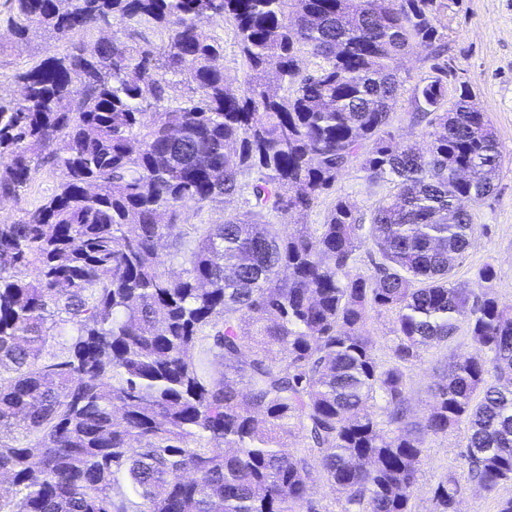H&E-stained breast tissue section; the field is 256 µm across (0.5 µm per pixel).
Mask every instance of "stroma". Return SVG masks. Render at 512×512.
I'll return each mask as SVG.
<instances>
[{
	"label": "stroma",
	"instance_id": "stroma-1",
	"mask_svg": "<svg viewBox=\"0 0 512 512\" xmlns=\"http://www.w3.org/2000/svg\"><path fill=\"white\" fill-rule=\"evenodd\" d=\"M439 19V31L447 47L448 90L460 83L471 86L475 101L488 113L502 145L501 172L495 189L472 210L477 233L471 248L458 260L453 279L457 285L477 290L476 273L485 264L497 271L494 292L503 304H512V0H445ZM6 0H0V43L6 50L0 54V97L11 98L18 89L15 75L39 63L46 53H65L64 45L48 43L43 31H30L26 39L14 37L8 25ZM213 35L224 44V55L218 61L224 78L231 87H238L246 70L231 23L216 20L210 23ZM404 87L392 112L390 131L397 141L428 151L430 138L423 127L412 122V95L416 84L428 82L434 72L423 50L416 49L397 63ZM59 180L51 167H42L34 176L21 202L0 200V220L19 219L20 211L39 203L50 194ZM386 184L367 181L358 166L339 174L333 188L323 195L303 218L304 224L323 223L334 200L345 198L370 212L387 193ZM245 197L216 199L202 206L188 205L171 231L172 237L191 240L193 225L218 224L225 215L246 210ZM473 351L466 329H459L451 342L427 349L418 361L407 364L409 420L421 422L433 403L432 387L443 375L449 360H459ZM422 475L413 492V512H434L433 489L442 480L459 482L464 491L456 503L457 512H497L499 499L512 496V483L490 493L474 479L464 455L467 435L454 431L444 436L424 438Z\"/></svg>",
	"mask_w": 512,
	"mask_h": 512
}]
</instances>
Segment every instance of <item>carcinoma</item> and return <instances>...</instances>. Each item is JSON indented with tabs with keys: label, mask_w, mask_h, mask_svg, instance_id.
<instances>
[{
	"label": "carcinoma",
	"mask_w": 512,
	"mask_h": 512,
	"mask_svg": "<svg viewBox=\"0 0 512 512\" xmlns=\"http://www.w3.org/2000/svg\"><path fill=\"white\" fill-rule=\"evenodd\" d=\"M9 3L16 36L38 27L70 50L0 100V196L20 201L45 164L60 173L0 221V512H318L315 470L341 512H411L421 433L460 427L482 487L512 483V305L490 264L479 296L452 281L502 150L468 84L448 102L441 0ZM217 19L246 62L237 90L216 65ZM115 23L124 35L74 40ZM415 48L437 73L412 98L426 153L389 130L395 63ZM175 82L191 95L171 98ZM355 161L396 189L369 218L338 198L312 232L266 220L305 214ZM243 193L249 209L159 252L181 207ZM367 244L370 276L355 268ZM373 308L394 313L390 364L365 329ZM53 312L66 314L55 333ZM462 324L473 352L448 362L415 429L403 366ZM58 337L62 355L37 363ZM200 345L224 360L220 378L197 366ZM120 479L129 496L115 499ZM461 491L438 483L436 512Z\"/></svg>",
	"instance_id": "obj_1"
}]
</instances>
